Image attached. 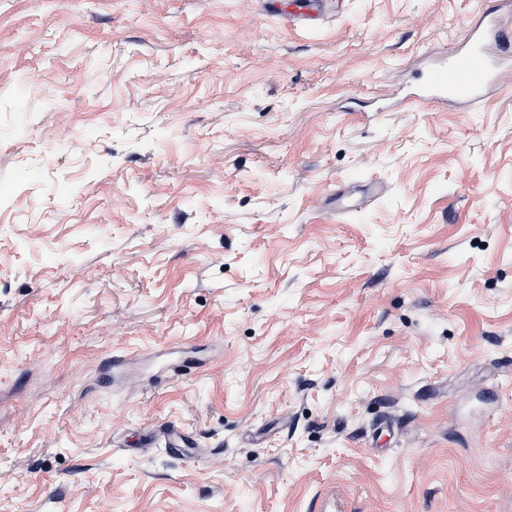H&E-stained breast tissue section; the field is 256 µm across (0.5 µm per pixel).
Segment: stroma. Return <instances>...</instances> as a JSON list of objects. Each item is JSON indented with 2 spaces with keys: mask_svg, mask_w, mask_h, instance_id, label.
Here are the masks:
<instances>
[{
  "mask_svg": "<svg viewBox=\"0 0 512 512\" xmlns=\"http://www.w3.org/2000/svg\"><path fill=\"white\" fill-rule=\"evenodd\" d=\"M292 6L0 0V512H512V0ZM489 24L469 29L465 44L448 56L446 64L432 69L427 78L428 101L476 100L496 77L487 54Z\"/></svg>",
  "mask_w": 512,
  "mask_h": 512,
  "instance_id": "35a3bbf8",
  "label": "stroma"
}]
</instances>
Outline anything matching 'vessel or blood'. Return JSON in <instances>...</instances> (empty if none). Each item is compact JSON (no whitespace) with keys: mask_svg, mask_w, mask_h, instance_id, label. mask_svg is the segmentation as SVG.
<instances>
[{"mask_svg":"<svg viewBox=\"0 0 512 512\" xmlns=\"http://www.w3.org/2000/svg\"><path fill=\"white\" fill-rule=\"evenodd\" d=\"M491 29L486 25L470 28L462 47L453 51L445 64L432 69L427 78L428 99L432 102L475 100L495 78L487 54Z\"/></svg>","mask_w":512,"mask_h":512,"instance_id":"1","label":"vessel or blood"}]
</instances>
